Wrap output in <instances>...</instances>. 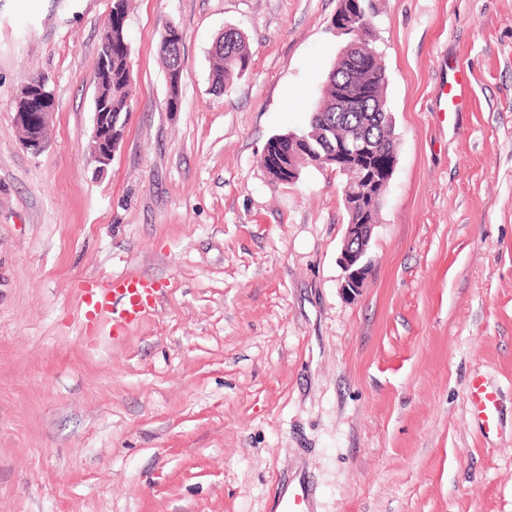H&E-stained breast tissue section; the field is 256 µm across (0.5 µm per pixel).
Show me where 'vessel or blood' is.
Returning <instances> with one entry per match:
<instances>
[{"instance_id": "vessel-or-blood-1", "label": "vessel or blood", "mask_w": 512, "mask_h": 512, "mask_svg": "<svg viewBox=\"0 0 512 512\" xmlns=\"http://www.w3.org/2000/svg\"><path fill=\"white\" fill-rule=\"evenodd\" d=\"M467 82L466 70L458 69L450 86L441 93L446 108L459 111L463 103L461 91ZM155 293L153 282L141 277L131 274L112 277L86 293L83 308L86 313L111 322L113 331L119 332L139 324L152 312ZM469 410L485 426H494L499 412L497 390L481 379H473L469 388ZM310 498L308 482L305 477H298L277 499L275 512H310Z\"/></svg>"}]
</instances>
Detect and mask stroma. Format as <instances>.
I'll return each instance as SVG.
<instances>
[{
    "label": "stroma",
    "instance_id": "obj_1",
    "mask_svg": "<svg viewBox=\"0 0 512 512\" xmlns=\"http://www.w3.org/2000/svg\"><path fill=\"white\" fill-rule=\"evenodd\" d=\"M376 4L396 165L350 298L342 176L281 184L260 162L324 95L338 0H132V106L102 173L112 0H0V512H270L300 473L315 512H512V0ZM231 27L251 64L219 95ZM37 77L35 154L13 103ZM125 274L158 300L118 336L80 303ZM477 376L500 393L492 429L469 414ZM184 33L173 25L166 26L160 43V53L164 59L166 71L171 75L176 69L180 73V81L183 77V58L181 48L183 46ZM457 67L453 83L447 89L446 85L442 89L441 98L444 100V112H448V108L453 112H458L463 103L461 91L468 82V74L464 68Z\"/></svg>",
    "mask_w": 512,
    "mask_h": 512
}]
</instances>
